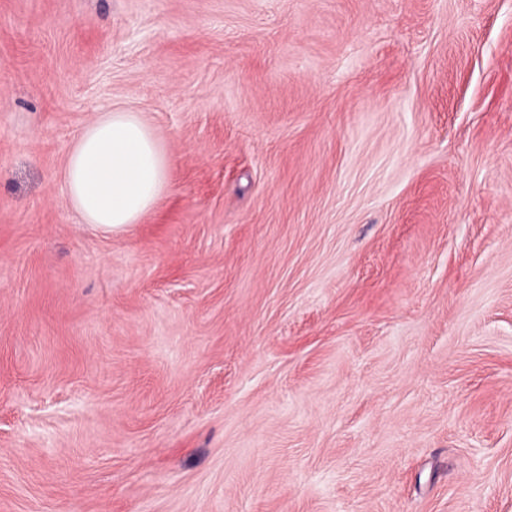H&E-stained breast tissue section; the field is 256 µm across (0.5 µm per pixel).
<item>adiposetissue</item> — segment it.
I'll return each instance as SVG.
<instances>
[{
	"mask_svg": "<svg viewBox=\"0 0 512 512\" xmlns=\"http://www.w3.org/2000/svg\"><path fill=\"white\" fill-rule=\"evenodd\" d=\"M169 158L139 113H102L86 126L63 170L83 223L111 235L139 223L169 186Z\"/></svg>",
	"mask_w": 512,
	"mask_h": 512,
	"instance_id": "1",
	"label": "adipose tissue"
}]
</instances>
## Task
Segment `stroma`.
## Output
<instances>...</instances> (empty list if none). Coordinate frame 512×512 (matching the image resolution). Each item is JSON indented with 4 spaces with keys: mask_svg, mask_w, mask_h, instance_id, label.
I'll return each mask as SVG.
<instances>
[{
    "mask_svg": "<svg viewBox=\"0 0 512 512\" xmlns=\"http://www.w3.org/2000/svg\"><path fill=\"white\" fill-rule=\"evenodd\" d=\"M0 512H512V0H0ZM169 158L137 112H103L69 151L63 179L83 224L112 235L153 209L169 186Z\"/></svg>",
    "mask_w": 512,
    "mask_h": 512,
    "instance_id": "stroma-1",
    "label": "stroma"
}]
</instances>
